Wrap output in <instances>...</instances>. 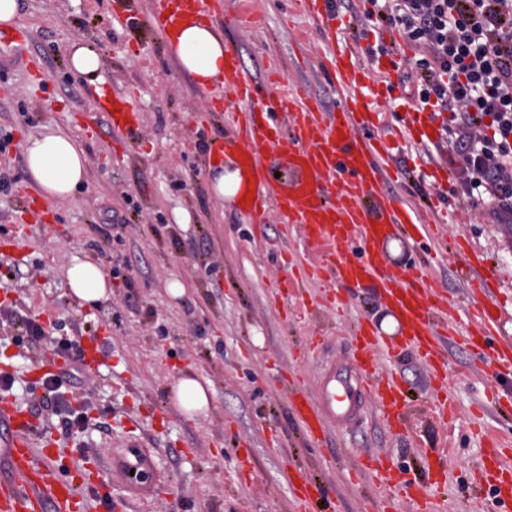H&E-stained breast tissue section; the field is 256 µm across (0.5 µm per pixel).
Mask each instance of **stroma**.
Segmentation results:
<instances>
[{
  "mask_svg": "<svg viewBox=\"0 0 512 512\" xmlns=\"http://www.w3.org/2000/svg\"><path fill=\"white\" fill-rule=\"evenodd\" d=\"M216 24L242 65L262 82L274 70L301 83L323 111L341 97L317 61L327 30L293 0H220ZM341 10L358 40L360 63L379 87L387 133L402 129L405 107L396 103L399 80L382 81L368 52L375 24L370 0ZM155 0H19L18 27L28 32L22 51L0 45V135L13 140L0 153V172L13 179L0 190V365H10L12 393L22 408L39 406L32 387L33 360L54 341L86 344L97 337L103 354L82 373L79 411L87 422L71 435L53 409L38 425L52 432L68 467L85 479L87 512H297L285 493L295 463L321 488L310 512H364L387 496L388 512H487L474 470L493 440L512 443V415L497 411L492 391L511 396L492 371L461 348L448 351L450 377L438 382L414 354L394 363L408 389L414 430L387 427L375 400L364 399L355 423L330 425L310 448L289 406V384L309 395L322 377L351 366L350 330L381 322L386 310L374 283L346 290L333 308L334 283L291 287L298 266L317 254L287 233L275 212L254 223L247 210L222 203L209 188L208 166L229 131L240 103L221 85L198 86L170 57L162 33L147 22ZM92 43L101 53L100 86L69 66L72 44ZM126 90L140 107L138 149L107 117L87 127L97 88ZM443 117L432 141H402L392 155L402 177L390 189L420 206L430 233L398 236L395 254L421 263L447 296L448 318L467 326L473 290L456 274L457 248L489 260L488 272L504 303L503 331L512 335V223H489L458 194L456 182L440 188L446 216L435 224L423 198L432 190L425 173L448 161ZM60 132L80 141L87 182L70 202L43 198L30 178L23 145L32 136ZM189 223L177 224L178 214ZM125 266L112 297L94 310L66 292L64 271L73 259ZM187 286L171 298V280ZM45 329L40 345L21 341L18 315ZM186 372L213 384L208 413L187 419L173 405L171 387ZM383 457L402 481L386 494L371 478L356 476L366 454ZM146 471L129 479V465Z\"/></svg>",
  "mask_w": 512,
  "mask_h": 512,
  "instance_id": "1",
  "label": "stroma"
}]
</instances>
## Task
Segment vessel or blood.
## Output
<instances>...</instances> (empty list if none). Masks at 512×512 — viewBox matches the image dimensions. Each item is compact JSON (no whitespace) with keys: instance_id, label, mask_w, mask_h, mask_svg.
<instances>
[{"instance_id":"obj_1","label":"vessel or blood","mask_w":512,"mask_h":512,"mask_svg":"<svg viewBox=\"0 0 512 512\" xmlns=\"http://www.w3.org/2000/svg\"><path fill=\"white\" fill-rule=\"evenodd\" d=\"M197 0H157L149 23L165 31L197 13ZM298 6L327 27L336 25L333 0H297ZM329 82L343 100L337 111H321L302 86L280 81L274 103H267L250 71L239 62L236 50L224 57V85L244 106L246 118L224 141L242 169L257 186L247 207L256 223L275 209L287 229L305 241L323 247L322 257L299 271V282L332 278L361 283L381 276L388 286L385 303L396 322L400 344H386L373 329H362L352 340L355 368L324 382L322 395L294 392L290 407L309 438H316L325 420H352L363 398L381 404L389 424L403 427L408 415L403 406V382L396 376L380 380L374 353L387 348H416L425 364L446 377L448 362L438 350L440 342L459 341L476 360L493 367L499 378L512 377V340L498 341V301L487 286H479L470 317L474 334L458 336L444 320L447 296L415 267L393 268L380 250L398 225H412L427 234L415 208L388 190L397 173L390 165L391 146L378 128L381 124L377 93L365 80L356 61V49L337 43L320 62ZM97 111L106 113L113 127L137 138L140 110L136 98L110 91L99 96ZM367 129L364 138L356 128ZM274 158L280 170L270 184L263 155ZM54 440L39 429L34 417L11 395H0V512H80L83 487L67 476ZM480 484L496 503L512 499V470L500 457L486 456Z\"/></svg>"}]
</instances>
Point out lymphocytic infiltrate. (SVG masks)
<instances>
[{"mask_svg":"<svg viewBox=\"0 0 512 512\" xmlns=\"http://www.w3.org/2000/svg\"><path fill=\"white\" fill-rule=\"evenodd\" d=\"M409 41L427 43L403 81L422 109L449 115L462 196L512 223V0H371Z\"/></svg>","mask_w":512,"mask_h":512,"instance_id":"f902f5d3","label":"lymphocytic infiltrate"}]
</instances>
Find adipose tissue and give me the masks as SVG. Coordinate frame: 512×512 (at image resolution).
Here are the masks:
<instances>
[{"label": "adipose tissue", "mask_w": 512, "mask_h": 512, "mask_svg": "<svg viewBox=\"0 0 512 512\" xmlns=\"http://www.w3.org/2000/svg\"><path fill=\"white\" fill-rule=\"evenodd\" d=\"M166 40L172 58L199 86L222 82L226 47L223 34L214 25L201 18L189 20L168 33ZM23 153L33 181L48 198L69 199L86 179L87 158L70 136L51 132L28 139ZM208 180L212 192L223 201L239 202L250 191L244 172L237 167H210ZM65 285L84 307H98L112 295L108 272L90 261L73 260L65 270ZM212 392L209 380L186 375L175 380L172 401L183 415L192 418L209 410Z\"/></svg>", "instance_id": "ef3b65f1"}]
</instances>
